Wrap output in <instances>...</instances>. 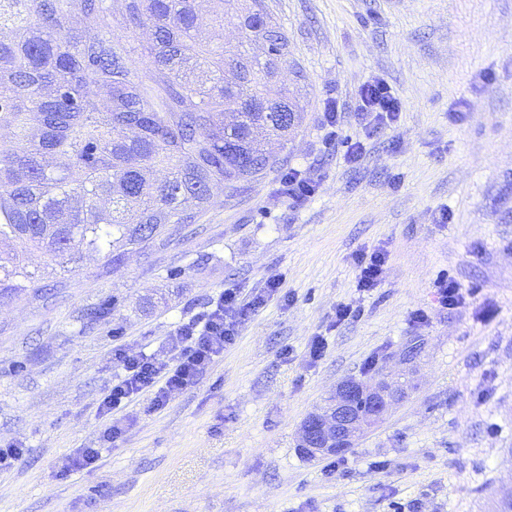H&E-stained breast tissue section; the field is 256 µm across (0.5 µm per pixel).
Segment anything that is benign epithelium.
<instances>
[{
  "mask_svg": "<svg viewBox=\"0 0 512 512\" xmlns=\"http://www.w3.org/2000/svg\"><path fill=\"white\" fill-rule=\"evenodd\" d=\"M357 391L372 396L371 416H362L352 407L351 399ZM391 398L390 391L380 385L370 388L355 380L341 382L333 394L331 409L316 412L303 422L299 430V447L318 456L350 446L388 412Z\"/></svg>",
  "mask_w": 512,
  "mask_h": 512,
  "instance_id": "benign-epithelium-1",
  "label": "benign epithelium"
}]
</instances>
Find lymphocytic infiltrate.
<instances>
[{
	"label": "lymphocytic infiltrate",
	"instance_id": "1",
	"mask_svg": "<svg viewBox=\"0 0 512 512\" xmlns=\"http://www.w3.org/2000/svg\"><path fill=\"white\" fill-rule=\"evenodd\" d=\"M358 110L366 120L365 134L369 137L395 127L402 112L400 101L379 79L361 86ZM278 288V279L269 278L265 293L247 301L242 300L235 290H222L212 300V308L207 314L179 323L170 331L167 344L171 356L168 360H159L142 351L132 355L118 352L121 372L100 403L102 445L111 443L121 432L119 420L113 417L114 411L125 408L140 396L147 398L151 409L163 408L172 392L194 383L223 355L226 346L234 344L249 311L263 306L266 293Z\"/></svg>",
	"mask_w": 512,
	"mask_h": 512
}]
</instances>
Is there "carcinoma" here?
Segmentation results:
<instances>
[{
  "label": "carcinoma",
  "instance_id": "obj_1",
  "mask_svg": "<svg viewBox=\"0 0 512 512\" xmlns=\"http://www.w3.org/2000/svg\"><path fill=\"white\" fill-rule=\"evenodd\" d=\"M204 2L0 0V297L32 249L117 264L279 164L304 112L278 79L288 36L261 0H214L241 42L213 46Z\"/></svg>",
  "mask_w": 512,
  "mask_h": 512
}]
</instances>
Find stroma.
Returning <instances> with one entry per match:
<instances>
[{"mask_svg": "<svg viewBox=\"0 0 512 512\" xmlns=\"http://www.w3.org/2000/svg\"><path fill=\"white\" fill-rule=\"evenodd\" d=\"M264 5L307 98L281 165L121 263L60 274L31 252V287L0 299V447L22 450L0 512H499L512 498V0ZM373 79L401 119L351 163ZM291 168L318 186L298 205L280 190ZM378 247L383 279L359 293L354 256ZM272 276L278 294L194 385L129 405L112 447L60 475L98 446L117 350L167 358L178 322ZM443 279L464 303L439 304ZM348 302L358 318L334 325ZM348 379L405 392L345 453L308 457L301 424Z\"/></svg>", "mask_w": 512, "mask_h": 512, "instance_id": "35a3bbf8", "label": "stroma"}]
</instances>
